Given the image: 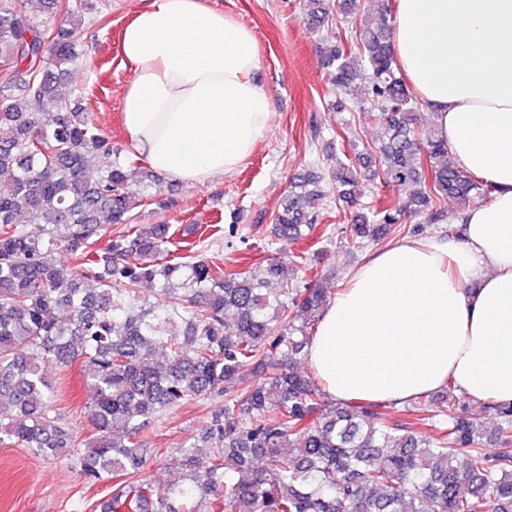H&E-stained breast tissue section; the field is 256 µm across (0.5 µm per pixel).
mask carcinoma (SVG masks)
Segmentation results:
<instances>
[{
    "mask_svg": "<svg viewBox=\"0 0 512 512\" xmlns=\"http://www.w3.org/2000/svg\"><path fill=\"white\" fill-rule=\"evenodd\" d=\"M307 3L316 33L335 8L371 15L348 45L334 33L320 40L336 107L367 105L381 129L374 149L332 170L336 201L358 205L364 180L413 188L353 212L339 228L347 243L413 233L406 221L420 215L452 224L459 215L441 200L466 207L491 196L493 185L458 168L419 123L421 101L391 47L389 0ZM57 10L64 26L45 28L40 17ZM84 10V0H0V445L73 457L91 486L112 479L99 512H512L511 404H485L500 444L488 448L483 426L454 412L450 384L439 428L420 401L401 413L332 404L301 369L326 293L316 277L299 285L298 274L314 271L319 250L226 270L206 250L221 225L195 224L198 239L177 246L173 225L137 223L151 195L128 186L151 172L120 159L111 137L59 91L78 57L74 32ZM325 202L320 173L292 177L273 219L277 239L309 238ZM61 251L68 274L56 264ZM144 285L180 303L140 302ZM77 362L92 390L88 439L59 421L48 376ZM214 394L224 404L198 439L178 448L186 481L145 476V431Z\"/></svg>",
    "mask_w": 512,
    "mask_h": 512,
    "instance_id": "cac0c4a2",
    "label": "carcinoma"
}]
</instances>
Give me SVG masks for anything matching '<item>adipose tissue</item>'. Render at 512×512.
I'll list each match as a JSON object with an SVG mask.
<instances>
[{
  "instance_id": "ef3b65f1",
  "label": "adipose tissue",
  "mask_w": 512,
  "mask_h": 512,
  "mask_svg": "<svg viewBox=\"0 0 512 512\" xmlns=\"http://www.w3.org/2000/svg\"><path fill=\"white\" fill-rule=\"evenodd\" d=\"M394 55L454 162L495 192L456 234L368 255L307 347L338 402L401 403L453 384L512 402V0H397ZM121 111L150 167L187 186L235 171L270 130L252 32L205 0H153L125 25Z\"/></svg>"
}]
</instances>
